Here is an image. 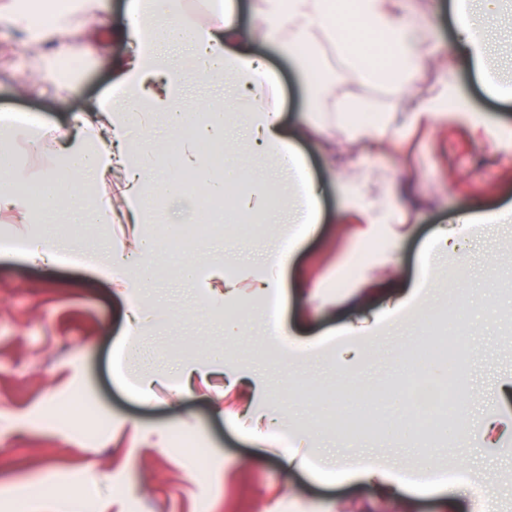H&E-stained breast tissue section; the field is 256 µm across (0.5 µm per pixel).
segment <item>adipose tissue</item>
Returning <instances> with one entry per match:
<instances>
[{
    "label": "adipose tissue",
    "instance_id": "adipose-tissue-1",
    "mask_svg": "<svg viewBox=\"0 0 512 512\" xmlns=\"http://www.w3.org/2000/svg\"><path fill=\"white\" fill-rule=\"evenodd\" d=\"M500 5L501 0H453V48L492 94L497 93L498 87L487 67L489 45L479 39L469 13L476 10L491 19L497 16ZM353 7L364 30L378 37L382 57L400 64L389 91L395 97H405L408 84L425 63L423 25L402 13L401 0H354ZM252 10L257 22L246 29L236 21L233 0H214L203 19L187 10L185 0H130L127 24L113 30L112 37L133 42L135 51L131 57L117 61L111 97L99 101L94 113L75 116V126L97 129V140L62 148L56 174L61 191L45 202V209L57 210L75 193L84 191L89 173L102 177L117 165L127 173L128 222L147 223L144 193L152 189L164 196L171 188L152 187L142 160L145 130L132 124L131 113H163L171 131L185 138L175 160L176 169L206 176L212 158L201 154L199 148L221 142L224 123L201 121L198 107L188 103L184 88L189 81L231 71L236 82L235 94L227 102L229 111L243 118L248 131L262 141L265 150L277 152L281 168L298 181L302 191L298 223H317L319 188L306 173L296 135L287 133L280 123V101L271 96L265 104L257 102L261 91L273 87L277 78L256 57L253 46L258 42L279 46L301 69H308L305 46L317 40L335 45L342 42L335 0H254ZM102 20L101 0H76L73 13L52 20L43 33L44 38L54 42L43 58L44 76L53 77L55 61L75 53V45L66 39L68 33L80 30L86 22ZM164 42L189 44L193 49L192 64H182L161 50ZM156 247L154 237L139 235L136 259L117 267V274L133 287H148L154 275L151 258Z\"/></svg>",
    "mask_w": 512,
    "mask_h": 512
}]
</instances>
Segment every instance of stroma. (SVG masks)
Wrapping results in <instances>:
<instances>
[{"mask_svg":"<svg viewBox=\"0 0 512 512\" xmlns=\"http://www.w3.org/2000/svg\"><path fill=\"white\" fill-rule=\"evenodd\" d=\"M451 2L402 0L430 30L432 61L414 96L449 89L436 117L400 126L395 97L365 84L356 97L378 121L370 139L351 138L340 121L336 99L347 73L334 46L313 47L323 70L309 85L276 49L258 47L278 76L283 124L306 133L298 148L321 186L318 224L289 223L297 182L274 157L251 154L246 127L230 126L224 148L239 192L258 175L270 188L262 230L235 246L215 229L187 251L158 247L157 278L144 291L116 287L101 263L130 242L133 227L123 222L88 228L81 245L99 257L90 265L48 267L0 250V512H472L485 489L499 512H512V223L498 216L512 208V0L493 21L471 17L496 40L489 66L497 97L451 50ZM104 6L109 26L80 34L91 52L68 86L35 74L16 26L12 49L0 47V113H25L35 129H66L111 94L114 63L134 47L108 32L123 24L127 0ZM474 212L484 223H459ZM82 213L78 198L26 223L0 212V233L45 232L63 247ZM443 229L463 245L464 280L448 277L451 257L437 243ZM286 247L280 291L257 292L271 255ZM355 257L354 275L342 280ZM191 262L197 279H182ZM217 267L236 281L234 294L201 288ZM404 288L417 295L400 308ZM133 298L164 319L130 336L124 313ZM215 309L233 310L238 327L212 321ZM438 310L449 331L476 344L448 373L433 363L425 369V379L453 383L451 413L425 436L409 427L416 406L400 385L411 372L405 356L427 331L417 313ZM187 362L209 373L183 389L176 377ZM340 373L375 391L378 431L349 440L322 426L338 407L330 390ZM139 377L153 380L149 397L132 394L129 382ZM76 396L91 413L73 405ZM462 414L469 425L460 430ZM176 434L201 440L200 475L189 469V449L174 447ZM292 450L305 469L285 468ZM362 459L400 479L451 466L465 477L452 502L438 494L386 500L343 478L342 468Z\"/></svg>","mask_w":512,"mask_h":512,"instance_id":"obj_1","label":"stroma"}]
</instances>
